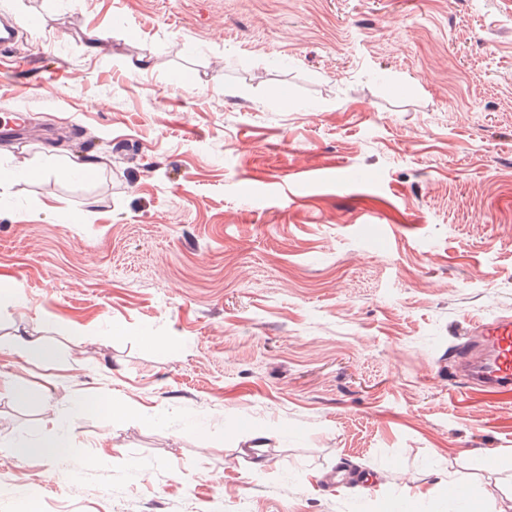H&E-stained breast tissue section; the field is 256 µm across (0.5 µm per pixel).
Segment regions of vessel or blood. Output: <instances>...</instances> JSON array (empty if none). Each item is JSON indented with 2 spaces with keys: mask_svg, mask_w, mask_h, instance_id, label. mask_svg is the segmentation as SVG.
I'll return each instance as SVG.
<instances>
[{
  "mask_svg": "<svg viewBox=\"0 0 512 512\" xmlns=\"http://www.w3.org/2000/svg\"><path fill=\"white\" fill-rule=\"evenodd\" d=\"M456 358L471 387L490 394L512 391V316L474 324Z\"/></svg>",
  "mask_w": 512,
  "mask_h": 512,
  "instance_id": "vessel-or-blood-1",
  "label": "vessel or blood"
}]
</instances>
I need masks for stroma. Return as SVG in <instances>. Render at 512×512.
Segmentation results:
<instances>
[{
	"label": "stroma",
	"instance_id": "obj_1",
	"mask_svg": "<svg viewBox=\"0 0 512 512\" xmlns=\"http://www.w3.org/2000/svg\"><path fill=\"white\" fill-rule=\"evenodd\" d=\"M2 15L26 63L0 60V114L46 138L0 145V170L55 171L0 183V512L512 500V393L445 356L512 315V0ZM74 397L98 404L75 424Z\"/></svg>",
	"mask_w": 512,
	"mask_h": 512
}]
</instances>
